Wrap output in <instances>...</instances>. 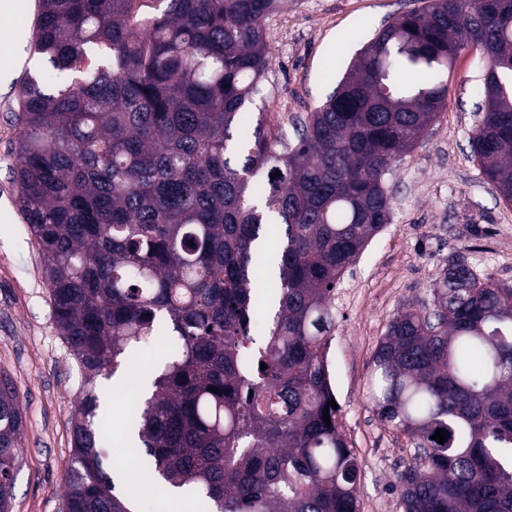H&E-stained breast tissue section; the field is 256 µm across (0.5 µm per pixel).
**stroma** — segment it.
I'll use <instances>...</instances> for the list:
<instances>
[{
	"label": "stroma",
	"mask_w": 512,
	"mask_h": 512,
	"mask_svg": "<svg viewBox=\"0 0 512 512\" xmlns=\"http://www.w3.org/2000/svg\"><path fill=\"white\" fill-rule=\"evenodd\" d=\"M412 7L411 0H288L265 21L272 62L256 105L267 122L295 138L296 120L334 91L341 66ZM483 68L474 51L457 58L447 109L385 176L390 223L348 268L332 300L326 355L342 430L360 466V512H401L393 484L408 443L379 420L370 394L372 358L389 321L407 308L431 307L432 283L454 251L480 273L512 283V205L484 183L469 145ZM16 89L0 86V373L13 380L24 409L12 512H64L82 374L56 328L44 260L17 205ZM113 405L119 418L107 464L121 487L134 470L122 394Z\"/></svg>",
	"instance_id": "35a3bbf8"
}]
</instances>
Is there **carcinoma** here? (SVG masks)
Listing matches in <instances>:
<instances>
[{
	"instance_id": "carcinoma-1",
	"label": "carcinoma",
	"mask_w": 512,
	"mask_h": 512,
	"mask_svg": "<svg viewBox=\"0 0 512 512\" xmlns=\"http://www.w3.org/2000/svg\"><path fill=\"white\" fill-rule=\"evenodd\" d=\"M282 2L38 0L34 53L62 83H22L13 178L85 377L68 512H135L144 481L210 512H360L339 409L323 417L331 302L389 223L384 175L446 109L466 49L487 60L472 156L512 204V0L397 15L294 143L247 110L270 66L263 21ZM431 291L373 357L376 411L413 448L401 508L512 512V283L451 255ZM160 336L152 391L127 412L140 470L121 495L96 381ZM22 427L0 374V512Z\"/></svg>"
}]
</instances>
